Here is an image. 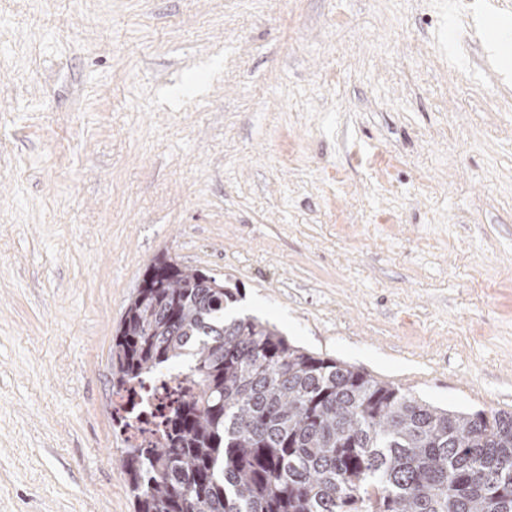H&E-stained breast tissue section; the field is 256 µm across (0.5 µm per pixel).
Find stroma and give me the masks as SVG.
I'll list each match as a JSON object with an SVG mask.
<instances>
[{
  "label": "stroma",
  "mask_w": 512,
  "mask_h": 512,
  "mask_svg": "<svg viewBox=\"0 0 512 512\" xmlns=\"http://www.w3.org/2000/svg\"><path fill=\"white\" fill-rule=\"evenodd\" d=\"M507 39L512 0H0V512H134L112 338L164 252L512 413Z\"/></svg>",
  "instance_id": "35a3bbf8"
}]
</instances>
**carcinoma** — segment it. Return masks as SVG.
<instances>
[{"label": "carcinoma", "mask_w": 512, "mask_h": 512, "mask_svg": "<svg viewBox=\"0 0 512 512\" xmlns=\"http://www.w3.org/2000/svg\"><path fill=\"white\" fill-rule=\"evenodd\" d=\"M112 338V387L183 364L160 438H126L135 512H512V414L436 407L230 315L239 289L162 255Z\"/></svg>", "instance_id": "1"}]
</instances>
